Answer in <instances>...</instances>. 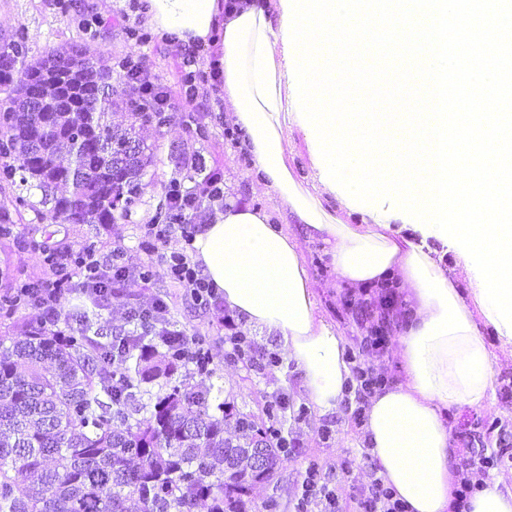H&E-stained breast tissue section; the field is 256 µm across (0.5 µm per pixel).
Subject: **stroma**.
Returning a JSON list of instances; mask_svg holds the SVG:
<instances>
[{
  "label": "stroma",
  "mask_w": 512,
  "mask_h": 512,
  "mask_svg": "<svg viewBox=\"0 0 512 512\" xmlns=\"http://www.w3.org/2000/svg\"><path fill=\"white\" fill-rule=\"evenodd\" d=\"M143 4L144 0H0V35L24 33L33 60L39 59L47 48L74 43L87 46L114 68L123 60L132 59L143 66L151 81L172 102H179L181 53L148 24ZM133 29L138 32L134 38L129 35ZM220 84V79L212 77L209 64H202L196 75L194 102L174 112L168 125L140 129L139 137L152 148L154 162L143 178L140 202L128 214L117 216L114 223L52 222V210L41 204L40 190H30L32 209L26 210L22 221L15 224L11 240L0 242V273L19 272L42 282L51 280L38 248L39 242L48 239L65 243L74 252L89 239L96 245V254L105 258L122 250L126 264L132 268L152 263L153 276L148 283L113 290L110 303L96 311V327L108 334H122L131 326L132 309H148L155 301H162L168 320L187 335L205 337L214 374L199 376L198 381L220 388L222 399L236 411L257 415L269 394H287L284 429L288 455L272 482L253 488L255 512H260L270 498L277 500L279 512H295L305 470L312 463L329 470L341 512H361L357 490L372 479L363 427L354 423L345 407L320 412L296 368L281 364L261 372L229 357L228 331L224 327L228 310L223 302L206 307L197 304L185 289L169 279L164 264L150 262L139 247L141 230L151 222L165 185L179 173L184 160L193 156L204 161L207 171L221 175L227 204L263 209L271 224L279 226L284 222L282 201L256 182L252 157L232 112L224 106ZM285 135L289 168L304 188L313 189L317 170L301 127L297 122H288ZM301 247L320 314L342 335L347 351H358L363 326L354 305L362 296L361 289L338 286L324 243L305 240ZM478 326L496 356L494 392L484 407L453 409L447 411L446 418L452 435H469L473 448L494 451L498 448L497 436L486 433L483 424L495 420L512 430V355L501 351L499 335L492 324L482 320Z\"/></svg>",
  "instance_id": "stroma-1"
}]
</instances>
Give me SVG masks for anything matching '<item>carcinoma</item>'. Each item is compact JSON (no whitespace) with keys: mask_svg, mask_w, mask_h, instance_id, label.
<instances>
[{"mask_svg":"<svg viewBox=\"0 0 512 512\" xmlns=\"http://www.w3.org/2000/svg\"><path fill=\"white\" fill-rule=\"evenodd\" d=\"M88 49H50L28 60L25 37L0 43V182L41 191L63 224H110L112 201L139 199L153 153L112 151V140L139 138L137 124L169 116L145 112L142 92L123 88ZM126 96L130 123L112 125V95ZM68 194L57 197L52 189ZM128 212V209H121ZM41 300L40 283L4 289L9 317ZM87 311L46 333L27 323L0 336V512H251L249 494L274 479L288 441L281 419L288 398L268 406L257 431L217 401L212 388L190 383L211 374L204 340L181 353L155 318L108 337L91 332ZM165 379L142 402V385ZM234 425L240 438L224 435ZM263 448L258 465L248 448Z\"/></svg>","mask_w":512,"mask_h":512,"instance_id":"cac0c4a2","label":"carcinoma"}]
</instances>
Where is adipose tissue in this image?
Here are the masks:
<instances>
[{"label":"adipose tissue","instance_id":"adipose-tissue-1","mask_svg":"<svg viewBox=\"0 0 512 512\" xmlns=\"http://www.w3.org/2000/svg\"><path fill=\"white\" fill-rule=\"evenodd\" d=\"M282 0H148L150 25L181 49L218 43L223 98L244 133L260 185L285 204L296 232L275 227L266 211L230 206L215 212L193 242L192 260L225 306L278 336L324 412L344 400L352 378L345 342L316 312L299 239L329 247L337 279L367 288L399 277L414 315L399 334L403 383L376 392L365 435L379 474L409 512H452L454 475L446 410L482 406L493 391V354L457 285L466 266L447 268L425 242L389 235L371 218L344 224L302 188L288 167V75Z\"/></svg>","mask_w":512,"mask_h":512}]
</instances>
